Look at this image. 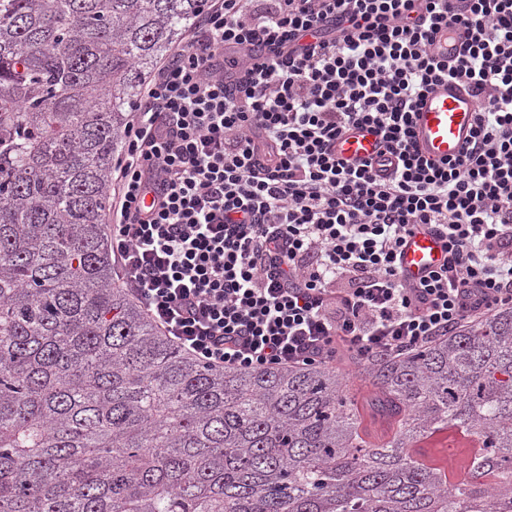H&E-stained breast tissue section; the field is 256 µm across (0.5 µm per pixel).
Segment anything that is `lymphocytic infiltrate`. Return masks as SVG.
<instances>
[{"instance_id":"lymphocytic-infiltrate-1","label":"lymphocytic infiltrate","mask_w":512,"mask_h":512,"mask_svg":"<svg viewBox=\"0 0 512 512\" xmlns=\"http://www.w3.org/2000/svg\"><path fill=\"white\" fill-rule=\"evenodd\" d=\"M458 25L456 60L428 52ZM478 99L436 165L412 113L431 85ZM365 126L374 160L337 158ZM105 236L164 336L240 370L396 357L512 306V0H211L134 106ZM421 226L444 243L418 281ZM443 259L437 238L426 232H414L406 239L400 256V266L406 275L419 278Z\"/></svg>"}]
</instances>
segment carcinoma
<instances>
[{"mask_svg":"<svg viewBox=\"0 0 512 512\" xmlns=\"http://www.w3.org/2000/svg\"><path fill=\"white\" fill-rule=\"evenodd\" d=\"M206 0H0V512H512V307L364 370L211 368L116 285L101 233L143 80ZM479 439L448 483L412 446ZM336 368L344 378L351 400H355L358 407L361 428L369 433L370 441L375 444H381L389 440L396 432V425L383 417L381 413L376 412L371 406V399L375 395V389L365 378L363 365L353 361H345L340 364H329ZM454 434H456L460 437L457 442L452 437ZM468 439H473L477 443V447H474V450L468 457V463H469L471 456L479 448L480 444L478 443V441L476 440L475 437L466 436L463 433L458 432L456 429L450 428V427H448V429L436 432L433 435L423 438L420 441H418L417 443H415V445L422 443L425 445L424 448H430L429 449V451H430L429 458L425 459V458H420L418 456H417V458L428 465L445 469L443 466L438 465L434 461V459L438 456H444V455H446L448 458H451L460 453L464 454L467 459L469 451L472 448V447H464V445L468 444L467 443ZM468 463L466 462L464 467L460 471L455 472V473H449L448 468L445 469L446 472H448V479L451 484L461 482L467 478V470H468L467 464Z\"/></svg>","mask_w":512,"mask_h":512,"instance_id":"1","label":"carcinoma"}]
</instances>
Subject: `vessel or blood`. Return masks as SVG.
<instances>
[{
	"instance_id": "b4317fda",
	"label": "vessel or blood",
	"mask_w": 512,
	"mask_h": 512,
	"mask_svg": "<svg viewBox=\"0 0 512 512\" xmlns=\"http://www.w3.org/2000/svg\"><path fill=\"white\" fill-rule=\"evenodd\" d=\"M465 45L462 32L444 29L435 34L432 53L452 59ZM478 103L472 94L454 80L432 86L413 112L414 141L420 155L440 164L457 157L471 142L476 126ZM377 152V138L364 128L350 130L336 143L339 157L367 160ZM443 259L437 238L426 232H414L406 239L400 266L406 275L418 278Z\"/></svg>"
}]
</instances>
